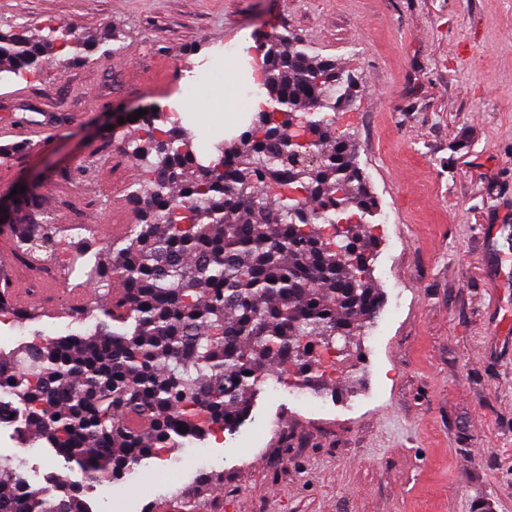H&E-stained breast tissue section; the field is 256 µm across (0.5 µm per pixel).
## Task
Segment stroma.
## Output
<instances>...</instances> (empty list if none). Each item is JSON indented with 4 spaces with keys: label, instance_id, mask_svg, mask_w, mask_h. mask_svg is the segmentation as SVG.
I'll use <instances>...</instances> for the list:
<instances>
[{
    "label": "stroma",
    "instance_id": "1",
    "mask_svg": "<svg viewBox=\"0 0 512 512\" xmlns=\"http://www.w3.org/2000/svg\"><path fill=\"white\" fill-rule=\"evenodd\" d=\"M57 25L96 44L65 67L0 74V117L62 125L0 162V196L30 181L59 227L78 218L111 240V217L133 212L128 187L147 182L121 138L101 139L113 113L186 93L185 71L241 31H288L354 80L339 128L378 203L362 220L370 278L397 307L371 324L377 349L363 333L316 367L320 411L296 403L288 370L277 395L256 387L241 431L144 460L121 497L86 489L94 512H186L175 486L199 485V455L224 486L197 512H512V0H0L1 31ZM69 311L63 299L22 323L0 314V349L65 334Z\"/></svg>",
    "mask_w": 512,
    "mask_h": 512
}]
</instances>
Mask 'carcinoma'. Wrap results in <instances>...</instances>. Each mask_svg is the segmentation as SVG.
<instances>
[{"label":"carcinoma","instance_id":"obj_1","mask_svg":"<svg viewBox=\"0 0 512 512\" xmlns=\"http://www.w3.org/2000/svg\"><path fill=\"white\" fill-rule=\"evenodd\" d=\"M89 45L54 27L39 41L0 34V72L21 74L49 55L62 65ZM271 108L200 162L192 138L133 121L124 153L151 175L129 189L137 224L126 246L74 261L99 289L94 329L0 351V417L22 441H45L80 475L73 491L25 493L22 462L0 455V512H87L83 489L125 475L162 448L201 440L244 421L258 378L293 365L304 373L313 346L356 336L376 317L380 293L368 276L371 241L351 216L377 206L351 142L330 113L349 98L336 61L306 52L286 34L263 44ZM318 161L298 165V133ZM0 211L26 248H49L58 233L30 187ZM345 223L335 239L321 224Z\"/></svg>","mask_w":512,"mask_h":512}]
</instances>
